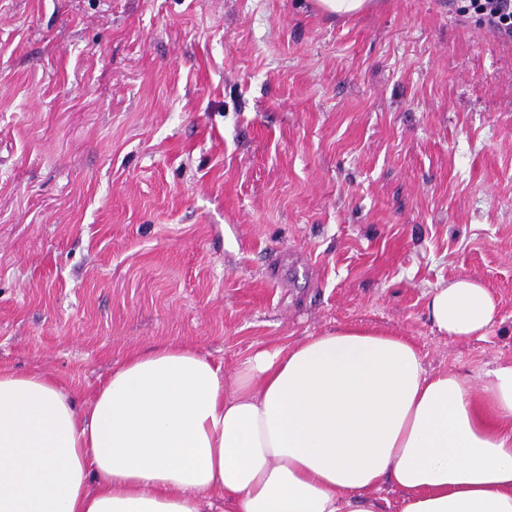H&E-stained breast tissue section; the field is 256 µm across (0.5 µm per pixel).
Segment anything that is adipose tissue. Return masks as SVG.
Segmentation results:
<instances>
[{
  "mask_svg": "<svg viewBox=\"0 0 512 512\" xmlns=\"http://www.w3.org/2000/svg\"><path fill=\"white\" fill-rule=\"evenodd\" d=\"M444 336L496 303L462 275L427 295ZM512 512V364L480 384L415 343L339 328L263 348L232 377L186 344L116 364L86 417L51 375L0 366V512Z\"/></svg>",
  "mask_w": 512,
  "mask_h": 512,
  "instance_id": "ef3b65f1",
  "label": "adipose tissue"
}]
</instances>
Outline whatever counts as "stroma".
I'll list each match as a JSON object with an SVG mask.
<instances>
[{"label":"stroma","mask_w":512,"mask_h":512,"mask_svg":"<svg viewBox=\"0 0 512 512\" xmlns=\"http://www.w3.org/2000/svg\"><path fill=\"white\" fill-rule=\"evenodd\" d=\"M462 0H0V365L86 414L162 341L232 374L352 325L512 363V36ZM480 279L482 337L438 283ZM313 6L328 16H345L370 10L376 0H311ZM427 311L442 336H485L496 319V303L477 278L462 275L438 284L427 294Z\"/></svg>","instance_id":"obj_1"}]
</instances>
